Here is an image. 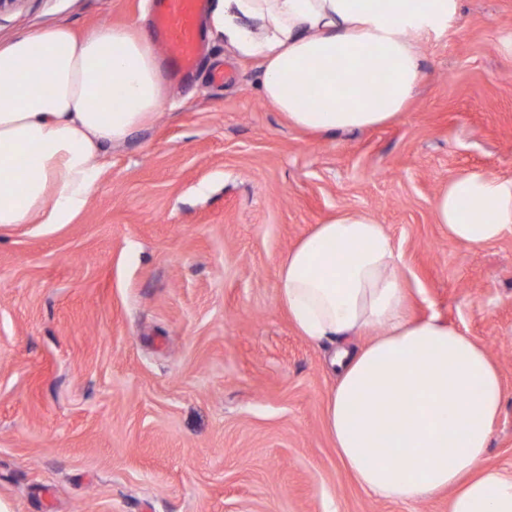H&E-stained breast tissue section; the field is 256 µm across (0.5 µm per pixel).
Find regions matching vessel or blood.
Instances as JSON below:
<instances>
[{
	"label": "vessel or blood",
	"instance_id": "1",
	"mask_svg": "<svg viewBox=\"0 0 512 512\" xmlns=\"http://www.w3.org/2000/svg\"><path fill=\"white\" fill-rule=\"evenodd\" d=\"M207 5L208 0H154L155 34L173 76L194 71L201 64L199 22Z\"/></svg>",
	"mask_w": 512,
	"mask_h": 512
}]
</instances>
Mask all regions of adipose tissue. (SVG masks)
Segmentation results:
<instances>
[{
  "instance_id": "obj_1",
  "label": "adipose tissue",
  "mask_w": 512,
  "mask_h": 512,
  "mask_svg": "<svg viewBox=\"0 0 512 512\" xmlns=\"http://www.w3.org/2000/svg\"><path fill=\"white\" fill-rule=\"evenodd\" d=\"M461 0H217L213 31L261 62L264 101L293 128L364 130L399 118L423 80L417 42L457 22ZM319 83L316 98L307 90ZM163 64L138 29L56 26L0 44V227L70 224L106 146L154 119ZM451 241L512 235V180L466 171L433 201ZM403 258L369 213L315 225L280 262L277 300L296 330L333 343L326 425L338 460L379 499L439 492L448 512H512V475L484 468L504 388L471 337L414 319ZM369 335L363 346L352 336Z\"/></svg>"
}]
</instances>
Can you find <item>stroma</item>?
Here are the masks:
<instances>
[{"mask_svg":"<svg viewBox=\"0 0 512 512\" xmlns=\"http://www.w3.org/2000/svg\"><path fill=\"white\" fill-rule=\"evenodd\" d=\"M64 24L150 33L149 0H23L0 44ZM512 0H463L420 41L395 122L316 134L261 97L259 61L206 65L103 156L72 224L0 228V512H448L376 499L326 428L331 346L276 300L296 243L372 214L404 260L411 312L482 346L505 389L485 468L512 474V236L449 241L433 201L471 169L512 179Z\"/></svg>","mask_w":512,"mask_h":512,"instance_id":"stroma-1","label":"stroma"}]
</instances>
